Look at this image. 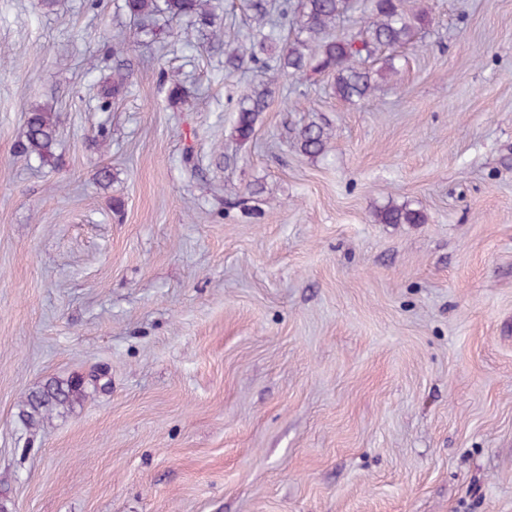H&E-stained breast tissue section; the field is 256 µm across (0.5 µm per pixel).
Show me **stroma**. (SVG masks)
<instances>
[{"mask_svg":"<svg viewBox=\"0 0 512 512\" xmlns=\"http://www.w3.org/2000/svg\"><path fill=\"white\" fill-rule=\"evenodd\" d=\"M121 3L0 0V502L512 512V0H403L429 21L398 74L357 104L280 76L244 142L266 76L224 54L252 0H214L220 44ZM35 108L57 167L19 151ZM390 203L423 223H379ZM93 370L107 387L19 422ZM268 95L266 86H258L240 102L234 126L236 139L245 141L253 135L258 117L266 108ZM331 132L326 124L311 121L298 132L297 144L302 152L310 156H319L325 153ZM104 377V374L98 376L91 374L88 378L71 376L67 379H48L27 395L20 405L18 420L28 427H33L54 411L72 409L86 399L89 387L94 389L105 387L108 381L100 383Z\"/></svg>","mask_w":512,"mask_h":512,"instance_id":"35a3bbf8","label":"stroma"}]
</instances>
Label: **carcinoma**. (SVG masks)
I'll use <instances>...</instances> for the list:
<instances>
[{"label": "carcinoma", "instance_id": "cac0c4a2", "mask_svg": "<svg viewBox=\"0 0 512 512\" xmlns=\"http://www.w3.org/2000/svg\"><path fill=\"white\" fill-rule=\"evenodd\" d=\"M210 0H123L122 9L133 20L149 23L156 15L170 19L187 20L203 27L210 26ZM356 0H275L272 5L276 17L293 20L298 32L294 40L277 46L278 23L266 20L267 5H254L255 16L247 38L238 48L228 53V64L248 58L253 64L277 77L280 74H304L309 70L327 72L334 76L336 96L347 102L369 98L377 87L376 77L396 71L393 53L383 59L375 70L365 66L378 48L396 49L414 43L419 29L428 22L425 11L409 16L401 0H371L369 16L358 35L335 37L336 22L355 9ZM269 90L254 88L237 110L234 136L249 139L255 130L259 115L266 108ZM331 132L327 125L311 121L298 132L297 144L310 156L325 153ZM58 128L53 114L43 108L27 115L24 153L35 157L43 166L58 164L55 148ZM384 224H419L423 215L403 206L389 204L377 215ZM104 375L51 378L29 393L20 405L18 420L33 427L53 412L71 409L88 396L89 388L103 387Z\"/></svg>", "mask_w": 512, "mask_h": 512}]
</instances>
